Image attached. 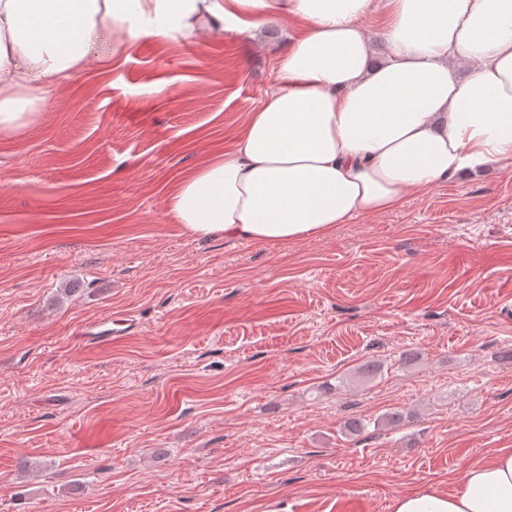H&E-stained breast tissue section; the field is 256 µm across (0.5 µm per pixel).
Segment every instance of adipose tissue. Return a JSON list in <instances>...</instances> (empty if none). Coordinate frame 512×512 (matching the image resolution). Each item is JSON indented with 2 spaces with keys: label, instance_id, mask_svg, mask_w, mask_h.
Masks as SVG:
<instances>
[{
  "label": "adipose tissue",
  "instance_id": "ef3b65f1",
  "mask_svg": "<svg viewBox=\"0 0 512 512\" xmlns=\"http://www.w3.org/2000/svg\"><path fill=\"white\" fill-rule=\"evenodd\" d=\"M386 55L361 24L372 0H0V137L38 125L49 86L85 67L99 31L195 42L292 18L304 29L234 147L183 180L169 210L196 237L288 243L487 165L512 166V0H386ZM393 512H512V451L455 492Z\"/></svg>",
  "mask_w": 512,
  "mask_h": 512
}]
</instances>
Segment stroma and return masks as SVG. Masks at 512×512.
Returning a JSON list of instances; mask_svg holds the SVG:
<instances>
[{
    "instance_id": "obj_1",
    "label": "stroma",
    "mask_w": 512,
    "mask_h": 512,
    "mask_svg": "<svg viewBox=\"0 0 512 512\" xmlns=\"http://www.w3.org/2000/svg\"><path fill=\"white\" fill-rule=\"evenodd\" d=\"M298 31L99 34L0 137V512H392L512 450V169L288 244L170 214ZM112 324V327L110 326ZM120 328H114L113 326ZM138 324L135 320L126 316H112L98 322L85 324L80 327L78 333L83 340L91 344H106L120 340L124 336L136 331Z\"/></svg>"
}]
</instances>
